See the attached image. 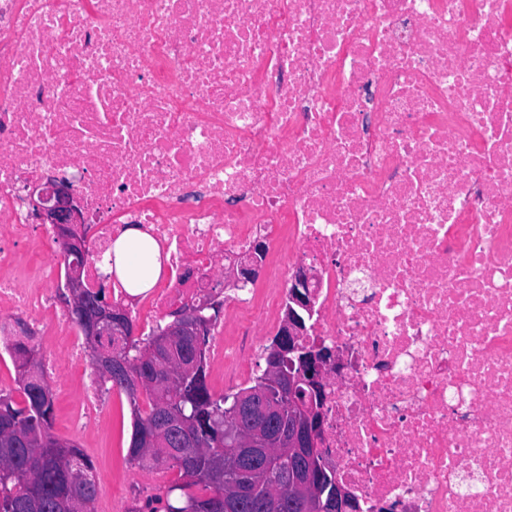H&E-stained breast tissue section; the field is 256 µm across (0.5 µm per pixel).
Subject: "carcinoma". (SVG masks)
Masks as SVG:
<instances>
[{
    "mask_svg": "<svg viewBox=\"0 0 512 512\" xmlns=\"http://www.w3.org/2000/svg\"><path fill=\"white\" fill-rule=\"evenodd\" d=\"M152 333L146 343L129 336L121 337L115 363L125 364L121 378L109 371L97 370L100 378L112 388L126 394L132 407V433L128 461L146 469L169 465L178 468L186 479L176 489L198 486L207 491L203 496L184 494L185 501L176 505L166 500L165 512H211L214 503L224 500V482L227 476L238 482L251 481L246 467V456L256 454L254 463L275 478L288 467V461L276 454L258 448L247 451H229L224 446V406L228 396L211 393L205 365L186 377L181 383L167 385V364L173 356L186 359L193 351L203 354V348L194 349L179 341L174 350L158 357H150V350L158 341ZM11 359L15 368V382L24 396V405L17 404L11 394L0 390V512H65L68 501L76 497L85 512H95L98 486L94 468L88 457L72 443L60 444L52 439L54 414L53 396L36 400L30 392L28 375L31 369H42L38 350L29 341L11 344ZM137 381L141 391L149 397V409L141 412L137 405L138 390L131 388ZM182 415L191 420L190 433L198 443L196 448H175L164 462H157L159 451L141 447V439L161 414ZM266 492L242 501L238 512H267Z\"/></svg>",
    "mask_w": 512,
    "mask_h": 512,
    "instance_id": "1",
    "label": "carcinoma"
}]
</instances>
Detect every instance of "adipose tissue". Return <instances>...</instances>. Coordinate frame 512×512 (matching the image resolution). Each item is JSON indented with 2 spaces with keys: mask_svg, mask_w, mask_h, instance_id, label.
I'll return each instance as SVG.
<instances>
[{
  "mask_svg": "<svg viewBox=\"0 0 512 512\" xmlns=\"http://www.w3.org/2000/svg\"><path fill=\"white\" fill-rule=\"evenodd\" d=\"M113 268L124 287L132 292L152 288L160 274L161 260L156 244L145 234L130 229L112 247Z\"/></svg>",
  "mask_w": 512,
  "mask_h": 512,
  "instance_id": "ef3b65f1",
  "label": "adipose tissue"
}]
</instances>
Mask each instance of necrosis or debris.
<instances>
[{"instance_id":"1","label":"necrosis or debris","mask_w":512,"mask_h":512,"mask_svg":"<svg viewBox=\"0 0 512 512\" xmlns=\"http://www.w3.org/2000/svg\"><path fill=\"white\" fill-rule=\"evenodd\" d=\"M67 181L84 280L131 321L220 301L262 343L312 267L338 355L321 446L360 512H512V0H0V314L85 342L31 189ZM135 224L154 288L109 281ZM264 240V277L224 266Z\"/></svg>"}]
</instances>
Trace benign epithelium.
Segmentation results:
<instances>
[{
    "label": "benign epithelium",
    "mask_w": 512,
    "mask_h": 512,
    "mask_svg": "<svg viewBox=\"0 0 512 512\" xmlns=\"http://www.w3.org/2000/svg\"><path fill=\"white\" fill-rule=\"evenodd\" d=\"M33 217L39 224L52 225L64 252L76 257L87 254L85 221L76 205L69 184L54 186L51 194L39 195L34 203ZM262 243L255 245L251 257L224 272V285L242 287L259 276L258 256ZM70 305L85 308L82 267L77 262L66 265ZM313 274L299 265L291 278L288 308L266 355V367L255 388L234 397L226 410L225 444L229 448L288 449V481L282 488L299 503L302 512H358L350 489L341 481L327 497V508L318 507V482L326 474L321 448L323 429L322 400L332 352L324 347H308L301 343L307 335L303 313H311L309 288ZM124 309L107 303L92 318L90 352L100 354L95 337L125 336ZM203 308H179L173 320L159 331L158 344L165 347L170 337L181 336L188 341L202 335ZM182 422L160 421L145 437L146 448L188 447L181 432Z\"/></svg>",
    "instance_id": "benign-epithelium-1"
}]
</instances>
